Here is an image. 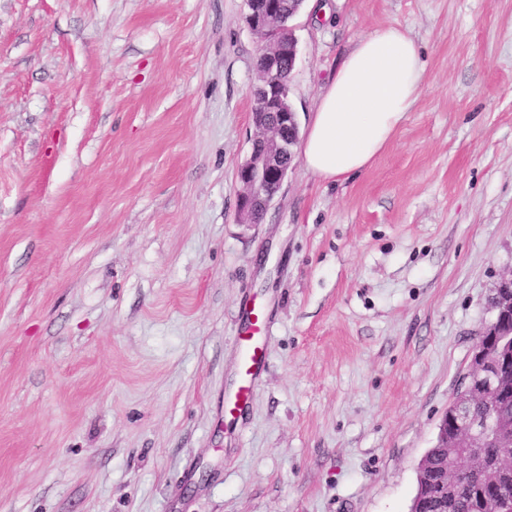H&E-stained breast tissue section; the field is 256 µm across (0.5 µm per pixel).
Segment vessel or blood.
Masks as SVG:
<instances>
[{
	"label": "vessel or blood",
	"instance_id": "vessel-or-blood-1",
	"mask_svg": "<svg viewBox=\"0 0 512 512\" xmlns=\"http://www.w3.org/2000/svg\"><path fill=\"white\" fill-rule=\"evenodd\" d=\"M244 328L240 337L241 370L237 387L227 401L229 411H244L252 396L257 377L265 366V350L260 338L267 327L265 312L248 305L243 309Z\"/></svg>",
	"mask_w": 512,
	"mask_h": 512
}]
</instances>
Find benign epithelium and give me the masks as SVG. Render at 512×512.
Wrapping results in <instances>:
<instances>
[{
  "label": "benign epithelium",
  "instance_id": "1",
  "mask_svg": "<svg viewBox=\"0 0 512 512\" xmlns=\"http://www.w3.org/2000/svg\"><path fill=\"white\" fill-rule=\"evenodd\" d=\"M246 21L250 30L263 42L256 61L258 83L253 92L251 112L254 137L249 158L240 166L237 215L240 224H258L270 207L274 196L269 187H281L294 159L293 147L298 141L297 112L286 103L289 81L282 74V60L294 64L297 41L292 30L279 21L271 0H245ZM502 305L495 309L491 326L507 332L512 326V274L504 275L497 287ZM505 358L496 354L491 340L483 337L472 349L470 366L462 384L478 387L484 396L496 392L503 378ZM454 432L466 448H481L498 440L512 447V430L505 428L491 415H477L466 404H457L454 411Z\"/></svg>",
  "mask_w": 512,
  "mask_h": 512
}]
</instances>
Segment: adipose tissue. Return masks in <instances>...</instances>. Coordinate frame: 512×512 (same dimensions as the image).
I'll return each instance as SVG.
<instances>
[{
    "label": "adipose tissue",
    "mask_w": 512,
    "mask_h": 512,
    "mask_svg": "<svg viewBox=\"0 0 512 512\" xmlns=\"http://www.w3.org/2000/svg\"><path fill=\"white\" fill-rule=\"evenodd\" d=\"M425 70L413 39L388 25L360 39L325 86L300 142L304 166L329 182L365 170L418 99Z\"/></svg>",
    "instance_id": "ef3b65f1"
}]
</instances>
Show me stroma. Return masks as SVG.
Listing matches in <instances>:
<instances>
[{
  "label": "stroma",
  "instance_id": "obj_1",
  "mask_svg": "<svg viewBox=\"0 0 512 512\" xmlns=\"http://www.w3.org/2000/svg\"><path fill=\"white\" fill-rule=\"evenodd\" d=\"M323 2L299 124L382 26L423 87L367 169L294 158L247 226L244 0H0V512H408L512 271V0ZM243 316L245 321L240 336L242 345L240 377L234 393L227 401L228 411L231 414L234 411L241 413L247 408L255 381L265 366V350L260 338L267 327L266 313L246 303Z\"/></svg>",
  "mask_w": 512,
  "mask_h": 512
}]
</instances>
